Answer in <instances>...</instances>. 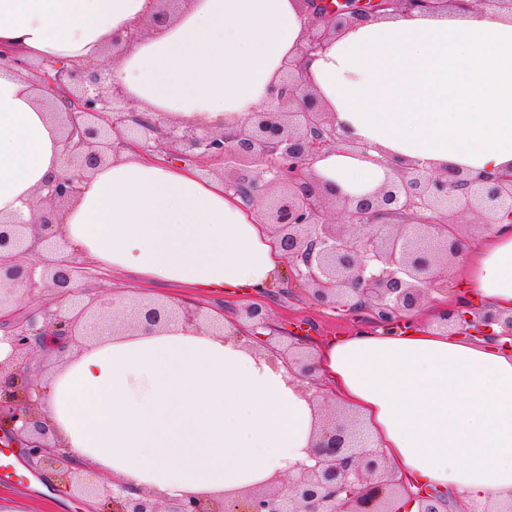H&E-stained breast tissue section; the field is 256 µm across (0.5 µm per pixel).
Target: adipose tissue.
I'll return each mask as SVG.
<instances>
[{
    "instance_id": "adipose-tissue-1",
    "label": "adipose tissue",
    "mask_w": 512,
    "mask_h": 512,
    "mask_svg": "<svg viewBox=\"0 0 512 512\" xmlns=\"http://www.w3.org/2000/svg\"><path fill=\"white\" fill-rule=\"evenodd\" d=\"M155 0H0V47L34 59H100L140 112L227 133L271 101L304 46L301 0H189L142 34ZM326 112L363 157L332 153L316 174L342 193L379 188L416 162L471 176L512 169V13L403 12L346 30L308 62ZM64 160L36 92L0 68V217L30 219ZM59 235L68 250L151 285L252 293L284 253L221 180L128 151L81 183ZM464 297L512 315V233L464 245ZM474 344L411 323L314 348L322 385L357 411L409 489L485 512L512 498V338ZM58 352L38 406L94 476L177 497L220 496L310 461L317 403L305 381L247 338L172 325Z\"/></svg>"
}]
</instances>
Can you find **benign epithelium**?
<instances>
[{
  "mask_svg": "<svg viewBox=\"0 0 512 512\" xmlns=\"http://www.w3.org/2000/svg\"><path fill=\"white\" fill-rule=\"evenodd\" d=\"M182 0H159L151 20L155 31L170 25L169 6ZM306 46L303 54L322 50L332 36L372 15L393 11L458 8V0H374L368 9L329 10L321 0H304ZM0 67L13 69L36 90L52 92L59 105L47 103L58 126L65 169L50 176L38 192L28 221L0 220V339L11 346L0 362V422L14 440H24L32 461L51 469L87 497H102L107 512H399L404 494L418 502L417 512H441L428 493H412L384 452L371 448L359 416L339 405L320 422L311 459L265 484L222 497L161 498L146 490L112 481L89 485L79 479L68 449L56 443L52 429L37 413L38 387L27 380L26 358L41 351L65 349L88 336L92 320L113 317V325L164 328L172 323L226 331L203 310L164 300H132L112 316V301L92 284L86 264L58 239V228L85 175L120 153L133 149L152 161L154 144L167 150L165 162L205 158L224 164V189L244 205L261 207L260 216L288 256L291 278L309 287L324 307L390 328L415 317L440 270L456 261L463 237L454 214L468 212L490 227L512 213V175L472 178L460 170L436 173L409 165L398 168L376 191L343 195L323 186L314 163L333 152H365L351 142L311 90L302 61L288 64L274 103L254 112L226 134L204 127L162 126L136 110L122 87L105 85L99 71L83 64L34 63L0 51ZM338 204L345 223L328 224L326 209ZM45 293L50 302L20 313L14 291ZM232 336H259L270 328L265 307H245L234 321ZM289 373L318 385L307 352L277 353Z\"/></svg>",
  "mask_w": 512,
  "mask_h": 512,
  "instance_id": "obj_1",
  "label": "benign epithelium"
}]
</instances>
